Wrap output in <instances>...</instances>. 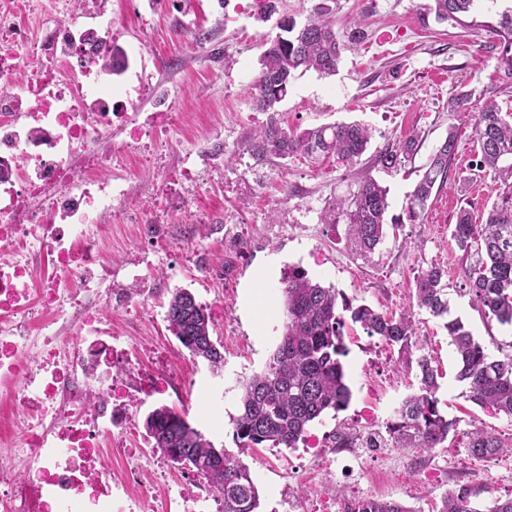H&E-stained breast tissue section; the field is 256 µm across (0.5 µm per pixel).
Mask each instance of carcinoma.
<instances>
[{
    "label": "carcinoma",
    "mask_w": 512,
    "mask_h": 512,
    "mask_svg": "<svg viewBox=\"0 0 512 512\" xmlns=\"http://www.w3.org/2000/svg\"><path fill=\"white\" fill-rule=\"evenodd\" d=\"M474 0H432L427 9L437 20L465 25L461 16L471 12ZM331 0H319L307 21L299 26L282 16L280 33L264 44L252 108L269 113L267 122L248 141V152L257 163L295 154L308 157L335 155L353 166L370 143L369 128L359 122L321 125L303 131L282 125L276 105L288 95L295 73L314 70L322 76L336 74L344 47L336 31ZM501 48L504 77L512 80V13L501 14L488 26ZM478 104L473 113L477 160L475 169L490 172L502 183L512 179V121L502 117L491 101L480 102L474 92L456 95L448 111L461 112ZM421 137L413 135L378 156L386 173L401 169V159L417 151ZM457 152L454 132L440 143L428 166L408 195L406 217L411 224L424 223L435 186H444ZM389 189L371 176L356 192L333 202L331 211L348 224L357 248L373 252L386 237L385 215ZM451 236L462 252L461 272L470 302L488 320L512 325V186L499 195L484 221L477 224L466 208L459 210ZM447 271L432 265L418 274L414 301L418 309L445 320L450 344L458 361L457 379L468 387L469 399L482 409L512 418V352L493 357L475 339L459 318H448ZM284 319L275 348L261 371L241 383L239 413L232 417L235 449H217L212 441L173 409L161 405L150 411L145 428L155 451L206 473L214 489L224 496V512H256L258 488L247 455L268 444L273 448H296L305 442L310 426L333 411L347 407L351 390L345 381L343 358L348 354L344 339L345 318L361 326L370 337L399 347L406 354L416 343L412 314L385 316L367 304H353L343 292L309 277L299 266H288L279 278ZM166 320L171 333L194 357L210 367L224 366V354L212 339V319L207 306L180 289L168 302ZM415 371L417 391L402 402L395 415L383 423L352 426L341 423L324 439V447L342 448L445 447L457 436L458 421L438 407L439 371L428 355L405 361ZM465 448L474 458H487L512 449V438L475 428L462 434ZM484 487L459 484L442 498L439 512H512V497L493 500L482 510L478 498ZM344 512H416L396 500L347 501Z\"/></svg>",
    "instance_id": "carcinoma-1"
}]
</instances>
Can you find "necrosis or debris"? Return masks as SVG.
<instances>
[{
	"label": "necrosis or debris",
	"instance_id": "1",
	"mask_svg": "<svg viewBox=\"0 0 512 512\" xmlns=\"http://www.w3.org/2000/svg\"><path fill=\"white\" fill-rule=\"evenodd\" d=\"M0 0V512H222L202 473L144 452L135 408L183 387L170 349L161 374L101 328V309L148 310L109 271L102 221L115 197L120 130L151 166L163 126L146 129L114 84L112 13L99 0ZM308 483L290 484L280 512H336L337 448L320 452Z\"/></svg>",
	"mask_w": 512,
	"mask_h": 512
}]
</instances>
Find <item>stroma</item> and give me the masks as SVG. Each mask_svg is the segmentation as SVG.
Here are the masks:
<instances>
[{"mask_svg":"<svg viewBox=\"0 0 512 512\" xmlns=\"http://www.w3.org/2000/svg\"><path fill=\"white\" fill-rule=\"evenodd\" d=\"M111 2L117 45L138 63L126 81L146 88L136 111L153 120L161 97L179 115L159 146L166 157L161 172L147 168L123 134L112 135L115 149L127 156L126 198L110 215L112 267L106 281L130 292L148 290L152 300L146 318L130 319L115 310L106 319L128 341L148 337L172 345L178 367L196 377V388L179 398L163 396V404L186 412L215 447H233L230 416L238 410L237 382L259 371L274 349L283 318L278 279L292 264L387 316L409 306L418 271L443 265L452 315L461 317L489 351L512 344V327L487 322L464 296L450 237L459 208L482 212L504 189L487 176L482 192H475L473 117L448 109L449 99L472 91L512 112V84L503 81L500 50L489 31L437 21L425 9L429 0H336L337 30L365 17L363 40L345 44L336 75L297 72L277 110L293 130L364 122L372 132L368 149L352 167L333 156L315 161L300 154L260 165L245 143L268 118L251 106L262 45L277 34L275 20L259 19L267 0H192L187 8L177 0L165 7L156 0ZM452 126L459 131L458 153L447 184L431 199L423 223H409L408 195ZM416 131L422 136L418 152L399 172L385 174L376 156ZM369 175L389 188L388 228L384 242L362 256L353 249L345 222L330 224L324 216ZM149 219L156 226L145 242L139 228ZM179 289L189 290L211 313V336L224 346L221 374L191 356L168 329L167 304ZM415 321L412 352L436 361L440 408L458 419L460 430L489 427L512 435L511 418L466 400L441 321L422 311ZM345 342L350 405L336 418L313 425L309 444L339 420L386 421L417 388L397 348L352 323L345 327ZM405 456L400 448L387 458L374 448L354 449L345 460L349 472L336 477L337 500L366 491L362 471L398 465ZM420 458L441 468L438 483L422 484L406 469L381 498L399 500L416 512H436L448 490L470 481L486 486L482 505L512 496L510 455L477 459L458 438L447 448L421 452Z\"/></svg>","mask_w":512,"mask_h":512,"instance_id":"35a3bbf8","label":"stroma"}]
</instances>
